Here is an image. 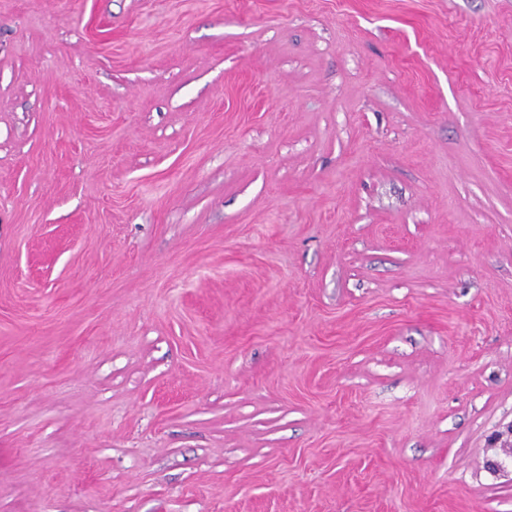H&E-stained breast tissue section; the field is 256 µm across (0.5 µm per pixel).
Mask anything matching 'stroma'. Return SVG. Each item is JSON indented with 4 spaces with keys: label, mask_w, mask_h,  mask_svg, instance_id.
I'll list each match as a JSON object with an SVG mask.
<instances>
[{
    "label": "stroma",
    "mask_w": 512,
    "mask_h": 512,
    "mask_svg": "<svg viewBox=\"0 0 512 512\" xmlns=\"http://www.w3.org/2000/svg\"><path fill=\"white\" fill-rule=\"evenodd\" d=\"M511 427L512 0H0V512H512Z\"/></svg>",
    "instance_id": "obj_1"
}]
</instances>
